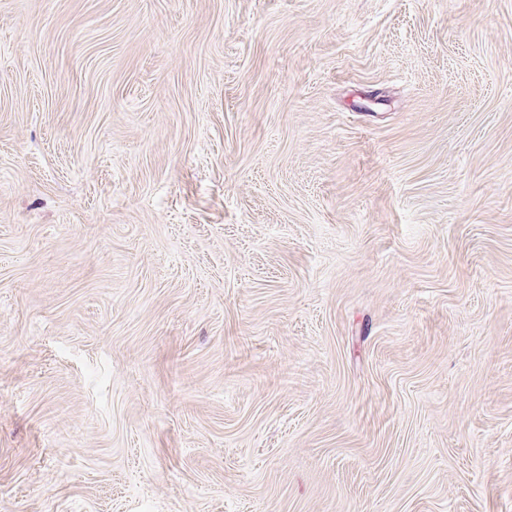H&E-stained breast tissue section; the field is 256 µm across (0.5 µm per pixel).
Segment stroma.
<instances>
[{
	"label": "stroma",
	"mask_w": 512,
	"mask_h": 512,
	"mask_svg": "<svg viewBox=\"0 0 512 512\" xmlns=\"http://www.w3.org/2000/svg\"><path fill=\"white\" fill-rule=\"evenodd\" d=\"M0 512H512V0H0Z\"/></svg>",
	"instance_id": "35a3bbf8"
}]
</instances>
